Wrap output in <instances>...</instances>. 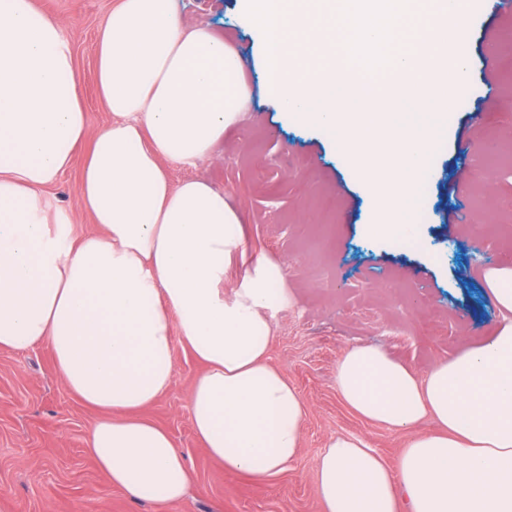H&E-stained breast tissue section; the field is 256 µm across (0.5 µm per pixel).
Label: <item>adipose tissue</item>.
Wrapping results in <instances>:
<instances>
[{"label":"adipose tissue","instance_id":"adipose-tissue-1","mask_svg":"<svg viewBox=\"0 0 512 512\" xmlns=\"http://www.w3.org/2000/svg\"><path fill=\"white\" fill-rule=\"evenodd\" d=\"M97 78L112 119L92 130L73 47L32 0H0V348H51L64 385L99 411L86 448L109 486L174 503L191 483L171 434L146 415L169 389L180 339L202 363L189 415L224 469L264 482L298 459L304 403L269 363L270 312L289 305L282 264L239 271L247 235L207 182L168 164L216 153L249 97L237 53L172 0H115ZM90 141L78 234L48 189ZM236 278L232 294L224 283ZM494 336L425 375L380 347H350L336 390L361 417L408 431L397 470L362 439L318 457L322 512H512V270L488 277Z\"/></svg>","mask_w":512,"mask_h":512}]
</instances>
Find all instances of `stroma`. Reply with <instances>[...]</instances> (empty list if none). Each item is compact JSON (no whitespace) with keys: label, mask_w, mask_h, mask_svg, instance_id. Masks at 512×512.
I'll use <instances>...</instances> for the list:
<instances>
[{"label":"stroma","mask_w":512,"mask_h":512,"mask_svg":"<svg viewBox=\"0 0 512 512\" xmlns=\"http://www.w3.org/2000/svg\"><path fill=\"white\" fill-rule=\"evenodd\" d=\"M114 0H34L60 23L74 50L75 77L92 129L109 120L97 80L101 22ZM185 24L205 22L238 54L250 110L224 133L219 153L174 165L173 181L201 178L239 210L255 256L282 263L292 303L271 318L269 362L306 404L297 462L263 483L225 470L196 439L188 414L201 366L174 342L175 374L148 417L172 434L192 474L178 503L134 501L110 487L85 448L96 410L76 399L53 368L52 351L0 350V512H321L314 465L330 437L363 438L389 464L405 431L358 416L338 396L336 363L373 344L425 374L437 361L492 336L501 321L485 275L512 268V15L475 0L464 89L432 149L436 163L419 189L416 233L402 247L371 236L379 199L349 157L320 128L294 123L267 94L261 35L239 0H175ZM499 37L486 44L482 33ZM493 73L495 85L483 77ZM481 114L473 122V114ZM88 150L49 189L55 208L88 230L77 184Z\"/></svg>","instance_id":"obj_1"}]
</instances>
